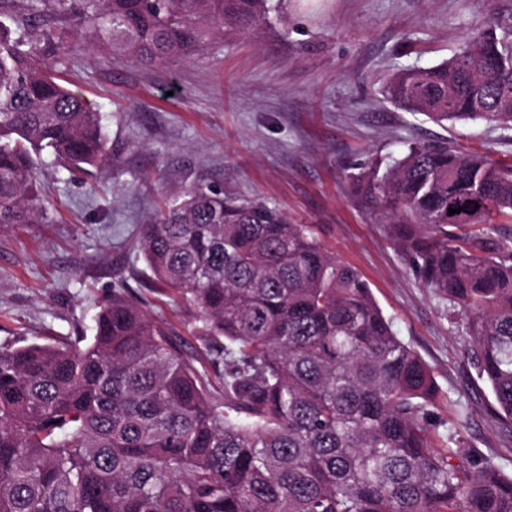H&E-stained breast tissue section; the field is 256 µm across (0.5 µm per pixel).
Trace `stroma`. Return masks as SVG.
<instances>
[{
	"instance_id": "35a3bbf8",
	"label": "stroma",
	"mask_w": 512,
	"mask_h": 512,
	"mask_svg": "<svg viewBox=\"0 0 512 512\" xmlns=\"http://www.w3.org/2000/svg\"><path fill=\"white\" fill-rule=\"evenodd\" d=\"M268 5L257 34L213 31L192 58L155 65L113 51L77 15L53 19L69 49L65 84L100 111L112 154L103 171H40L50 223L0 224V346L92 336L97 312L121 286L176 331L186 357L205 361L192 313L146 279L132 240L152 206L194 183L267 199L360 271L397 336L428 364L434 443L456 442L512 475V424L477 377L464 318L411 273L378 207L350 181L370 159L442 137L512 160V129L436 123L385 92L397 69L453 56L487 11L512 20V0Z\"/></svg>"
}]
</instances>
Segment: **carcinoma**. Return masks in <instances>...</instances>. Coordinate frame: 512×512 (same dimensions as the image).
<instances>
[{"label": "carcinoma", "mask_w": 512, "mask_h": 512, "mask_svg": "<svg viewBox=\"0 0 512 512\" xmlns=\"http://www.w3.org/2000/svg\"><path fill=\"white\" fill-rule=\"evenodd\" d=\"M267 2L82 0L79 19L165 63L195 54L209 27L258 30ZM73 9L25 0L0 19V224L49 220L42 154L79 170L108 162L99 113L56 73L49 21ZM386 93L435 122L512 128V22L492 18L451 59L399 70ZM351 179L413 275L465 318L511 424L512 163L436 140ZM138 251L194 313L222 394L122 288L89 340L0 347V512H512V476L431 445L427 365L312 226L193 185L148 214Z\"/></svg>", "instance_id": "carcinoma-1"}]
</instances>
